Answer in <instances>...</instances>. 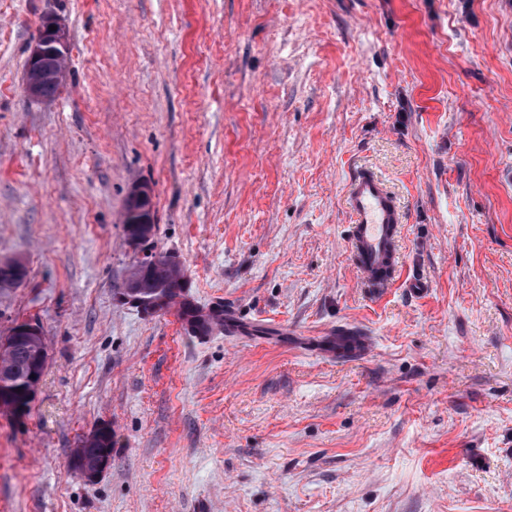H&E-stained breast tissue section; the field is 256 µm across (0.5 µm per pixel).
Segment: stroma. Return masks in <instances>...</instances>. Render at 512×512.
Returning a JSON list of instances; mask_svg holds the SVG:
<instances>
[{
	"label": "stroma",
	"mask_w": 512,
	"mask_h": 512,
	"mask_svg": "<svg viewBox=\"0 0 512 512\" xmlns=\"http://www.w3.org/2000/svg\"><path fill=\"white\" fill-rule=\"evenodd\" d=\"M48 15L67 77L35 102ZM363 168L407 213L381 290L346 245ZM147 251L240 335L126 299ZM11 257L0 339L35 322L48 361L0 413V512H512V0H0ZM152 189L147 184H141L135 187L130 193L131 203H138L139 209L125 216V228H127L126 236L130 243L137 245L140 241L146 239L143 243L147 242L153 233L154 215L152 213L153 224L149 219V214L152 212ZM131 203L127 199L125 204V211L131 209ZM148 215H145V214ZM140 215V216H137ZM132 216H134L132 218ZM136 216V217H135ZM149 238V239H148ZM106 447L112 448V433L109 441L95 437L88 438L83 436L80 438L77 444L79 460L86 465H92L95 462L96 464L90 468L81 467L77 456L72 455L73 471L79 474L85 480H95L99 475H101L105 470L109 468L112 462V454L110 448Z\"/></svg>",
	"instance_id": "35a3bbf8"
}]
</instances>
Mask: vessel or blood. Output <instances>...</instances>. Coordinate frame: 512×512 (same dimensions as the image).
Masks as SVG:
<instances>
[{"label": "vessel or blood", "mask_w": 512, "mask_h": 512, "mask_svg": "<svg viewBox=\"0 0 512 512\" xmlns=\"http://www.w3.org/2000/svg\"><path fill=\"white\" fill-rule=\"evenodd\" d=\"M345 206L352 218L351 259L366 282L385 287L399 263L400 208L385 182L368 172L351 179Z\"/></svg>", "instance_id": "vessel-or-blood-1"}]
</instances>
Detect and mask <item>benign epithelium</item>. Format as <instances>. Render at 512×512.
<instances>
[{
    "instance_id": "obj_1",
    "label": "benign epithelium",
    "mask_w": 512,
    "mask_h": 512,
    "mask_svg": "<svg viewBox=\"0 0 512 512\" xmlns=\"http://www.w3.org/2000/svg\"><path fill=\"white\" fill-rule=\"evenodd\" d=\"M46 26H54L56 30L50 32L51 40L45 41L33 47L32 62L38 63L48 53L57 54L67 48L64 31L59 21L53 17L45 21ZM131 203H137L140 208L125 216L126 236L130 243L136 245L144 239H148L153 233V224L148 213L152 212V189L147 184L135 187L130 193ZM23 274V268L15 261L0 262V287L12 286L19 281ZM127 298L138 304L143 311L153 313L163 306L164 298L141 297L137 290L128 288L125 291ZM10 335L25 336L30 339L35 347L34 369L27 383L22 387H15L9 381L0 380V412L8 413L16 418L26 415L32 403L38 386L42 380L46 367L48 352L43 340L42 332L37 324L23 321L15 324ZM112 462L110 449L102 450L96 464L90 468L82 467L78 458H73V471L88 481L95 480Z\"/></svg>"
}]
</instances>
